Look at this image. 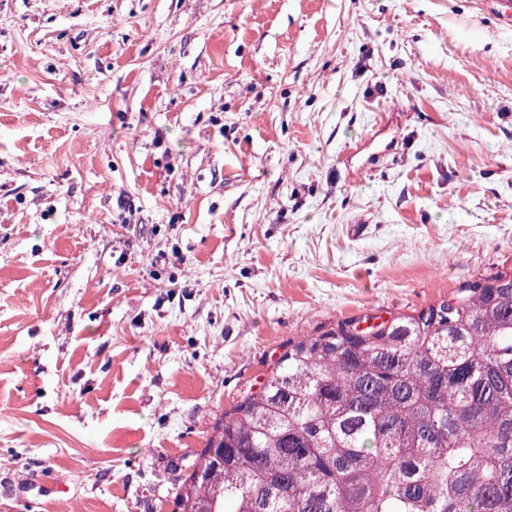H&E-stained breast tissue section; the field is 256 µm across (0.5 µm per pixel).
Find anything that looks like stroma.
Returning <instances> with one entry per match:
<instances>
[{
    "instance_id": "1",
    "label": "stroma",
    "mask_w": 512,
    "mask_h": 512,
    "mask_svg": "<svg viewBox=\"0 0 512 512\" xmlns=\"http://www.w3.org/2000/svg\"><path fill=\"white\" fill-rule=\"evenodd\" d=\"M510 267L478 0H0V512H175L288 342Z\"/></svg>"
}]
</instances>
